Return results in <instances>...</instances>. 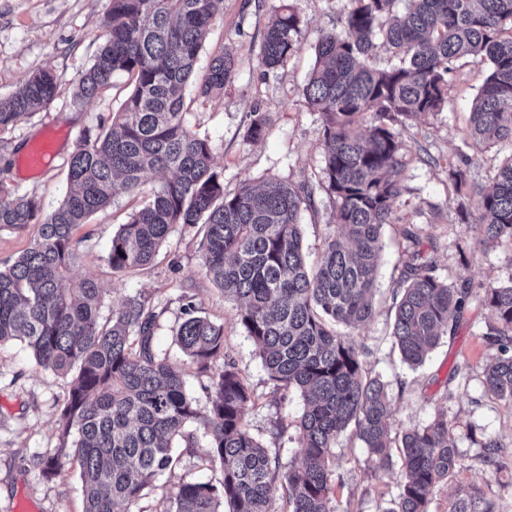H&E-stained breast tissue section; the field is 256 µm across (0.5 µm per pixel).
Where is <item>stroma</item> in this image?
I'll return each instance as SVG.
<instances>
[{"label":"stroma","instance_id":"obj_1","mask_svg":"<svg viewBox=\"0 0 512 512\" xmlns=\"http://www.w3.org/2000/svg\"><path fill=\"white\" fill-rule=\"evenodd\" d=\"M282 0H223V20L209 33L196 73L185 92V122L215 146V167L226 194L243 182L256 185L281 181L315 184V207L302 215L303 247L316 260L329 233L332 202L317 183L322 166V121L308 110L303 88L314 65V47L325 31L340 29L348 0H298L303 18L297 52L284 68L262 73L256 65L263 35ZM109 0H0V97L12 94L36 71L50 68L57 92L45 108L0 131V182L18 193L36 196L52 211L67 192L70 157L81 132L111 123L131 89L127 76L117 75L98 96L74 105L78 81L102 43ZM232 48L237 71L223 96L205 97L199 88L210 60ZM488 74L486 65L458 61L444 112L411 121L402 131L410 149L402 179L405 190L394 204L395 221L382 229V260L374 316L355 329L351 338L364 368L388 385L392 434L426 424L435 413L447 411L463 466L440 481L428 512H448L456 495L478 492L495 503L497 512H512V405L487 393L482 369L493 355L483 340L491 311L483 304L485 288L512 280V241L480 243L475 225L461 221L462 210H473L474 186L488 182L512 145L486 146L470 142L468 116L473 98ZM260 108L270 119L266 136L249 143L243 138L247 116ZM53 141V157L38 173L26 163L29 148ZM464 163L468 184L455 189L448 179L449 164ZM146 193L117 195L74 233L79 254L72 280L94 277L104 288V312L123 296L139 293L161 315L153 345L180 366L186 389L199 406H206V372L180 350L175 333L181 320L180 297L194 296L204 316L224 326V352L246 376L255 403L245 415L250 433L277 457L282 468L301 462L294 429L303 412L298 392L274 394L273 385L254 347L237 320L232 302L207 277L201 261L197 228L175 226L154 262L142 269L113 272L106 261L113 234L130 214L145 204ZM421 250L432 261L436 276L467 281L472 289L465 317L449 332L425 364L409 369L394 349L390 336L394 297L400 273L410 252ZM66 378L36 368L29 351L13 341L0 347V512H13L28 503L30 512H82L83 496L76 467L51 481L32 466L34 455L55 448L58 420L67 389ZM285 431H278V424ZM503 446L497 465L480 460L479 435ZM206 440L182 456L179 473L157 477L142 507L152 508L170 495L179 474L219 482L221 472L204 459ZM331 486L338 512H382L398 491L400 450L391 448V463L373 462L354 431H346L334 450Z\"/></svg>","mask_w":512,"mask_h":512}]
</instances>
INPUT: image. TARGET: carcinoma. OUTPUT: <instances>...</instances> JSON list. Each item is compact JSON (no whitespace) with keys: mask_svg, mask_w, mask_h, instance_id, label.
<instances>
[{"mask_svg":"<svg viewBox=\"0 0 512 512\" xmlns=\"http://www.w3.org/2000/svg\"><path fill=\"white\" fill-rule=\"evenodd\" d=\"M105 38L79 80L82 104L125 72L132 89L109 127L83 130L69 161V190L43 212L33 195L0 183V228L37 227L27 250L0 265V345L17 339L34 363L69 379L58 445L33 458L47 480L77 461L83 512H146L139 506L156 478L174 472L173 443L208 441L205 461L219 483L179 477L175 491L152 512H272L270 490L286 489L283 512H336L331 496L332 448L352 426L370 456L386 453L391 411L385 383L367 373L348 335L371 320L381 260V229L393 223L402 195L408 149L406 123L444 111L453 63L486 64L489 74L470 111V138L512 144V0H348L342 29L322 34L304 87L322 119L319 187L333 200L331 224L318 263L302 247L301 212L313 207L314 186L248 183L227 195L214 166L215 144L184 121V92L218 16L222 0H109ZM301 18L284 6L271 16L257 64L276 71L298 49ZM388 60L378 61L376 49ZM238 66L223 51L212 58L201 87L220 95ZM56 79L42 68L0 99V130L49 103ZM269 117L254 109L244 138L258 142ZM365 127V134L357 128ZM162 175L151 197L112 236L107 261L115 271L151 262L173 228L201 226L206 275L236 304L237 319L258 351L274 387L298 391L304 409L295 424L302 460L281 471L279 461L245 423L254 398L246 377L224 355V325L198 314L183 296L176 338L201 371L223 360L205 386L199 408L185 390L184 372L153 346L160 316L140 294L127 295L102 315V288L86 277L70 285L79 255L74 231L118 192H140ZM475 220L484 239H512V156L475 190ZM391 336L411 369L424 364L462 319L471 288L433 274L422 252L403 265ZM494 315L483 335L496 351L483 368L488 393L512 404V281L484 289ZM448 412L401 437L402 474L386 512H428L437 484L461 467ZM482 462L502 452L481 441ZM448 512H495L469 493Z\"/></svg>","mask_w":512,"mask_h":512,"instance_id":"cac0c4a2","label":"carcinoma"}]
</instances>
